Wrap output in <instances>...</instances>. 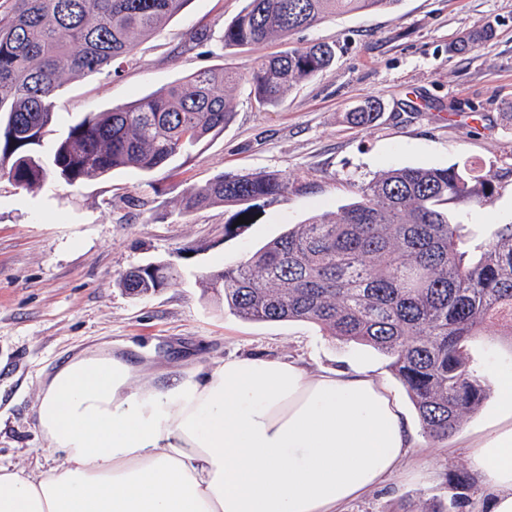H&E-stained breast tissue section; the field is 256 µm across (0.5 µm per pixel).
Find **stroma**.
Masks as SVG:
<instances>
[{
    "label": "stroma",
    "instance_id": "35a3bbf8",
    "mask_svg": "<svg viewBox=\"0 0 512 512\" xmlns=\"http://www.w3.org/2000/svg\"><path fill=\"white\" fill-rule=\"evenodd\" d=\"M246 0H188L164 28L140 42L119 75H78L59 88L54 118L38 149L51 158L70 126L167 88L197 70L249 71L278 52L275 43L224 48L225 23ZM493 25L492 39L460 38ZM206 31L207 50L191 35ZM328 42L336 61L258 110L247 86L228 89L235 116L219 134L149 173L116 169L69 185L50 178L18 188L0 171V464L34 471L50 464L33 414L41 381L72 355L109 342L169 379L229 356L303 362L315 371L352 363L373 367L401 399L412 427L417 412L386 358L370 347L322 335L304 321L245 322L206 288L211 271L236 264L288 227L359 198L385 171L473 168L493 179L490 202L450 206L453 223L474 242L512 224V0H400L394 11L351 12L294 35ZM380 103L370 125L352 109ZM276 171L293 184L287 197L246 206L216 204L185 213L190 187L227 172ZM250 224L227 233L241 210ZM171 261L180 276L146 296L118 287L128 269ZM475 370L512 367V339L491 336L469 347ZM488 395L448 440L420 438L396 475L346 512H418L442 498L450 470L469 469L462 445L492 413Z\"/></svg>",
    "mask_w": 512,
    "mask_h": 512
}]
</instances>
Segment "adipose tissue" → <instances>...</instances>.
<instances>
[{"label": "adipose tissue", "mask_w": 512, "mask_h": 512, "mask_svg": "<svg viewBox=\"0 0 512 512\" xmlns=\"http://www.w3.org/2000/svg\"><path fill=\"white\" fill-rule=\"evenodd\" d=\"M483 375L496 405L466 448L490 512H512V368ZM34 415L61 461L0 465V512H341L415 444L361 363L316 373L234 357L163 382L103 345L42 383Z\"/></svg>", "instance_id": "ef3b65f1"}]
</instances>
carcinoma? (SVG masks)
<instances>
[{"label":"carcinoma","instance_id":"carcinoma-1","mask_svg":"<svg viewBox=\"0 0 512 512\" xmlns=\"http://www.w3.org/2000/svg\"><path fill=\"white\" fill-rule=\"evenodd\" d=\"M400 0H246L224 25L237 50L290 37L337 14L391 10ZM187 0H5L0 9V169L14 184L41 187L51 175L71 184L118 168L143 172L170 163L235 112L226 85H247L258 107H275L294 86L330 68L334 45L288 47L246 73L201 69L129 105L73 125L50 164L36 152L67 76L113 69L132 56ZM365 126L366 101L351 112ZM277 172L225 173L191 188L184 209L288 196ZM489 175L472 170L401 167L364 184L359 200L315 215L269 240L234 266L210 272L224 308L248 322L305 321L343 343L369 346L389 360L418 413L425 437L455 434L487 398L468 348L492 328L512 336V224L473 247L450 222L448 205L487 204ZM177 276L171 264L130 269L118 286L146 296ZM472 478L448 474V503L420 512H466Z\"/></svg>","mask_w":512,"mask_h":512}]
</instances>
